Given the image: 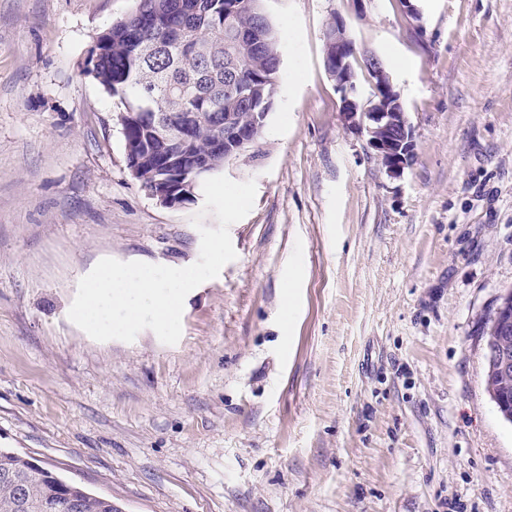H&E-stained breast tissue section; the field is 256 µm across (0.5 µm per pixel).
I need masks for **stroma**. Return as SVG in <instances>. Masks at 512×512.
<instances>
[{
  "label": "stroma",
  "instance_id": "stroma-1",
  "mask_svg": "<svg viewBox=\"0 0 512 512\" xmlns=\"http://www.w3.org/2000/svg\"><path fill=\"white\" fill-rule=\"evenodd\" d=\"M136 7L0 0V448L123 512H512L484 359L512 290V0H262L279 89L221 170L255 180V203L174 345L98 342L68 317L102 258L200 253L202 202L146 195L88 71ZM335 17L401 96V177L344 118Z\"/></svg>",
  "mask_w": 512,
  "mask_h": 512
}]
</instances>
